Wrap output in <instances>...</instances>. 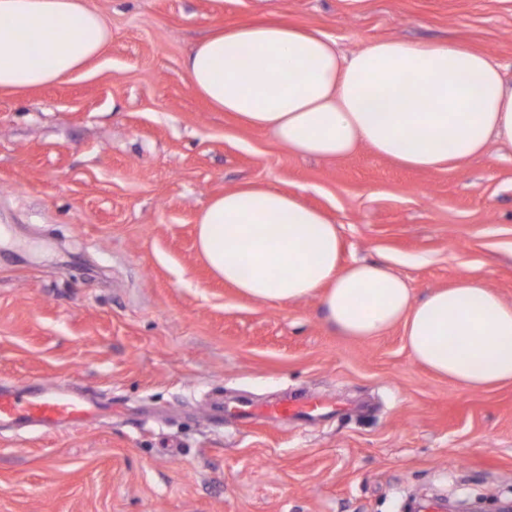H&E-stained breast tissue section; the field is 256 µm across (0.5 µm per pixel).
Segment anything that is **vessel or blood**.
<instances>
[{
	"label": "vessel or blood",
	"instance_id": "vessel-or-blood-1",
	"mask_svg": "<svg viewBox=\"0 0 512 512\" xmlns=\"http://www.w3.org/2000/svg\"><path fill=\"white\" fill-rule=\"evenodd\" d=\"M323 407L317 400L288 397L261 407L244 401L236 412L245 419L258 415L269 420L309 419ZM105 409L98 399L40 380L0 389V425L4 427L75 428L95 421Z\"/></svg>",
	"mask_w": 512,
	"mask_h": 512
}]
</instances>
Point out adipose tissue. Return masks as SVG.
<instances>
[{
  "label": "adipose tissue",
  "instance_id": "1",
  "mask_svg": "<svg viewBox=\"0 0 512 512\" xmlns=\"http://www.w3.org/2000/svg\"><path fill=\"white\" fill-rule=\"evenodd\" d=\"M106 18L87 0H0V91L58 81L98 56ZM217 110L301 156L366 147L419 170L512 145V83L460 42L384 39L350 54L321 31L269 17L220 26L184 60ZM214 274L243 295L290 303L319 296L327 323L369 339L403 328L415 362L468 390L512 382V306L476 275L414 299L382 261L340 262L337 224L298 194L249 183L213 196L197 218Z\"/></svg>",
  "mask_w": 512,
  "mask_h": 512
}]
</instances>
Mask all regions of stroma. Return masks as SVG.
<instances>
[{
  "label": "stroma",
  "mask_w": 512,
  "mask_h": 512,
  "mask_svg": "<svg viewBox=\"0 0 512 512\" xmlns=\"http://www.w3.org/2000/svg\"><path fill=\"white\" fill-rule=\"evenodd\" d=\"M103 52L0 92V385L70 381L112 405L75 429H0V512H407L410 498L512 499V383L469 391L396 327L359 340L320 299L257 302L196 244L208 200L246 182L302 194L342 259H387L414 298L473 272L512 305V148L432 171L367 149L303 158L213 110L183 60L268 13L347 53L467 44L512 78V0H88ZM335 402L310 424L230 410Z\"/></svg>",
  "instance_id": "stroma-1"
}]
</instances>
